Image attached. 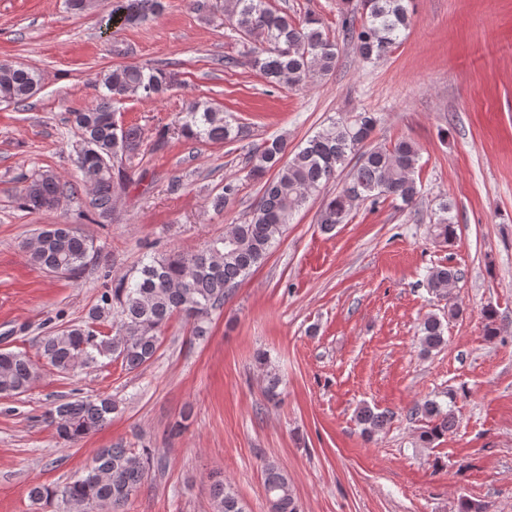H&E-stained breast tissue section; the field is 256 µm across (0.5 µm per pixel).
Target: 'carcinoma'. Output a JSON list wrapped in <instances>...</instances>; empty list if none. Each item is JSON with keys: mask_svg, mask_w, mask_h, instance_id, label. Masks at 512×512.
<instances>
[{"mask_svg": "<svg viewBox=\"0 0 512 512\" xmlns=\"http://www.w3.org/2000/svg\"><path fill=\"white\" fill-rule=\"evenodd\" d=\"M412 0H361V11L340 14L342 40L366 60H379L401 43L410 23ZM163 9L162 0H117L107 23L120 26L141 24ZM224 17L241 38L251 42L246 63L257 70L270 86L305 87L333 72L338 45L330 39L320 19L310 13L294 19L272 10L267 0H223ZM176 74L157 68L127 65L105 72L98 81L101 92L96 103L70 113L82 135L77 153L81 179L90 186L88 203L98 223L112 220L114 199L126 184L122 163L139 153L142 132L126 125L113 104L129 99H157L171 88ZM40 77L31 70L0 61V102L22 103L38 89ZM377 118L369 111L352 117L332 119L286 157L287 143L274 138L247 152L249 175L262 181L261 197L241 224H231L206 249L190 255H149L134 272L113 280L89 310L88 320L58 330L43 339L41 355L61 372L76 366L91 367L103 359H119L133 371L150 361L159 348L160 334L176 314L193 325V335L208 332L210 316L224 307L234 291L259 268L280 241L293 216L312 195L336 178L337 170L348 169L345 183L327 198L318 214L325 231L344 222L352 204L359 200L391 198L412 206L421 198L416 180L421 152L411 140L390 145L373 143ZM242 133L224 112L195 104L181 117L180 134L192 141L232 142ZM356 157L350 163L349 156ZM72 186L57 174L45 171L29 178L20 193V206L30 212L51 210L60 205ZM431 235L450 242L455 222L448 202L439 203L430 225ZM35 267L71 278L81 277L93 260L94 240L69 224H51L24 244ZM427 287L446 292L460 279L450 265L429 268ZM110 324L111 334L94 328ZM423 350L430 352L446 343L445 327L435 314L419 324ZM258 364L265 372L264 394L278 402L281 378L260 354ZM37 379L29 356L23 351L0 350V395L26 392ZM117 401L109 396L79 397L57 405L48 413L56 434L76 443L112 421ZM426 426L419 440L430 445L454 427V411L437 401L424 403ZM363 432L384 429L387 415L369 407L357 413ZM166 468L163 455L144 448L134 453L120 445L101 449L86 471L62 487L35 486L32 502L52 512H95L108 506L112 512H128L135 493L150 473ZM263 485L268 512H300L288 473L273 461L263 464ZM212 512H248L247 505L224 481L210 488Z\"/></svg>", "mask_w": 512, "mask_h": 512, "instance_id": "carcinoma-1", "label": "carcinoma"}]
</instances>
